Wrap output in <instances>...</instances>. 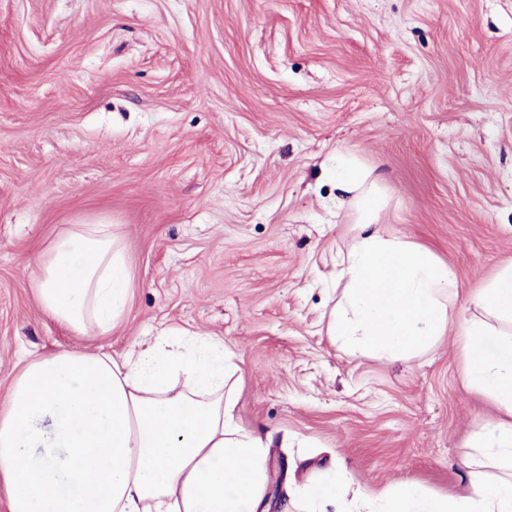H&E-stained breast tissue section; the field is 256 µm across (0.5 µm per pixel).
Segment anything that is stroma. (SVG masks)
Returning <instances> with one entry per match:
<instances>
[{"label":"stroma","mask_w":512,"mask_h":512,"mask_svg":"<svg viewBox=\"0 0 512 512\" xmlns=\"http://www.w3.org/2000/svg\"><path fill=\"white\" fill-rule=\"evenodd\" d=\"M372 169L378 222L456 274L445 336L408 360L332 343L337 154ZM117 224L133 294L120 353L170 330L239 367L237 416L277 481L345 472L375 496L467 482L479 419L458 316L512 263V0H0V397L83 348L29 285L43 242Z\"/></svg>","instance_id":"stroma-1"}]
</instances>
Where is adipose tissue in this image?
<instances>
[{
  "mask_svg": "<svg viewBox=\"0 0 512 512\" xmlns=\"http://www.w3.org/2000/svg\"><path fill=\"white\" fill-rule=\"evenodd\" d=\"M341 205L367 232L342 261L330 340L364 354L409 359L448 327L454 271L427 248L376 228L386 195L363 166L337 162ZM32 282L45 315L85 337L108 335L132 277L111 225L76 224L36 256ZM485 320L462 318L465 379L499 411L476 444L498 476L451 497L413 484L367 502V512H512V264L471 298ZM238 371L211 336L169 332L131 345L30 359L0 399V487L10 512H257L267 445L234 419Z\"/></svg>",
  "mask_w": 512,
  "mask_h": 512,
  "instance_id": "1",
  "label": "adipose tissue"
}]
</instances>
